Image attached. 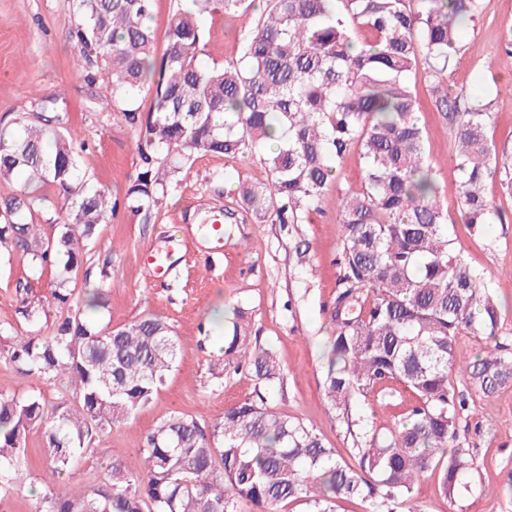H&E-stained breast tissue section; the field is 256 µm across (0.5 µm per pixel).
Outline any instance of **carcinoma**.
Returning <instances> with one entry per match:
<instances>
[{
    "mask_svg": "<svg viewBox=\"0 0 512 512\" xmlns=\"http://www.w3.org/2000/svg\"><path fill=\"white\" fill-rule=\"evenodd\" d=\"M152 3L78 0L79 52L99 55L112 105L129 107L125 117L139 127L142 165L125 192L127 208L151 218L198 156H257L267 178L238 185L245 208L270 222L301 224L342 159L357 152L361 190L337 200L340 274L324 394L347 423L356 400L376 389L388 398L402 389L414 402L403 419L363 434L354 466L314 428L262 397L228 407L211 423L175 412L146 436L138 473L114 460L99 484L71 487L66 478L82 455L152 400L175 367L177 340L154 315L113 328L83 313L106 308L108 290L99 284L81 295L69 287L80 244L117 203L83 180L71 135L48 116L22 118L0 129V185L23 179L0 196V245L22 250L35 274L54 267L52 297L67 315L47 336H14L8 355L27 376L69 378L73 392L49 404L0 386V469L22 472L27 434L38 428L50 475L36 512H242L245 505L281 512L293 501L306 512H338L340 501L354 498L400 512L428 473L455 500L474 466L458 444L457 422L470 392L490 394L512 383V340L500 338L498 304L448 235V210L425 165L424 125L407 76L421 61L430 80L454 64L461 32L481 13L482 0H264L239 59L224 65L202 59L201 17L245 12L250 0H193L194 8L178 9L160 57ZM144 92L152 106L142 118L130 106ZM431 92L436 110L457 128L464 223L493 224L500 214L485 185L509 178L512 163L490 137L492 104L462 111L444 86ZM277 129L281 144L269 150ZM47 185L65 210L51 238L23 215L29 190ZM43 313L22 300L27 323L38 324ZM464 332L486 342L472 360L456 352ZM219 357L236 370L248 367L264 387L282 375L273 346L253 338L241 307L224 324ZM455 370L465 373L468 391L450 384Z\"/></svg>",
    "mask_w": 512,
    "mask_h": 512,
    "instance_id": "obj_1",
    "label": "carcinoma"
}]
</instances>
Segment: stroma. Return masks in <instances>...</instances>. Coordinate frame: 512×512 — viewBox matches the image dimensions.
<instances>
[{
	"instance_id": "35a3bbf8",
	"label": "stroma",
	"mask_w": 512,
	"mask_h": 512,
	"mask_svg": "<svg viewBox=\"0 0 512 512\" xmlns=\"http://www.w3.org/2000/svg\"><path fill=\"white\" fill-rule=\"evenodd\" d=\"M203 19L206 60L238 59L251 16L214 12ZM79 23L75 0H0V126L12 125L22 114L59 120L61 128L76 134L84 178L120 200L141 167L139 130L113 106L98 56L79 57L73 38ZM511 30L512 0H482L480 18L463 29L455 64L440 76L463 108L478 105L482 92L491 91V135L498 151L510 157L512 68L502 57V45ZM409 80L418 92L426 162L436 173L441 201L456 212V128L436 112L422 74H410ZM265 177L255 159L199 157L150 222L121 207L85 242L74 286L89 288L103 280L109 292L108 307L95 312V319L119 327L144 314L157 315L173 327L179 355L152 401L85 453L73 484H97L115 459L138 472L144 436L171 413L197 414L210 422L228 406L256 398L260 388L248 371H227L217 361L224 323L216 314L236 305L251 312L259 343L275 346L283 376L268 396L274 408L316 428L339 457L354 462V440L327 404L322 383L339 275L336 200L360 189L362 163L357 153H349L317 211L301 224L261 223L244 212L234 188ZM486 192L503 211V223L472 227L457 220L448 230L465 260L491 284L501 307V333L512 338V183L490 181ZM212 211L224 214L219 252L202 229L203 217ZM175 238L184 245L172 255V272L152 277L145 253L166 248ZM54 287L53 270L34 277L21 250L0 246V324L20 325L18 309L26 298L44 307L47 320L40 328L48 330L60 315ZM9 343L0 338V382L12 394L34 392L49 402L66 397V380L18 372L7 359ZM410 401L405 391L390 401L377 392L366 395L358 402L364 428L390 426ZM458 431L475 461L469 491L448 500L434 478L425 476L414 490L416 504L422 512H505V482L512 474V384L473 396ZM27 448L22 479L0 474V512H35L36 495L45 489L49 458L41 430L29 432Z\"/></svg>"
}]
</instances>
